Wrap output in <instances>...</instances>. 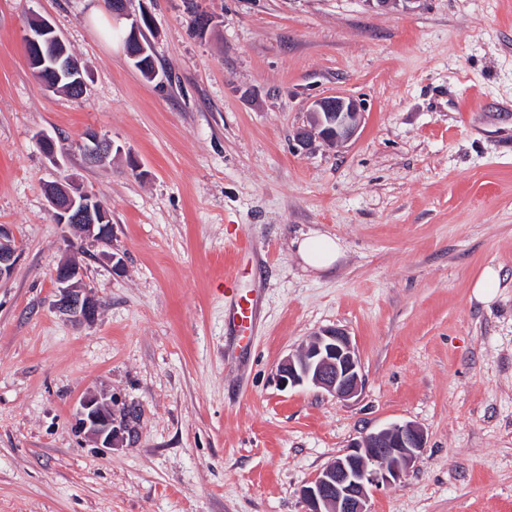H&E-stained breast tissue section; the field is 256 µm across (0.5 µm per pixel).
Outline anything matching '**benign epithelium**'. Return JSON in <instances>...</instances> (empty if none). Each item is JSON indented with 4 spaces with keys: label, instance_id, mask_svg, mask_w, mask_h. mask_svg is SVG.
I'll list each match as a JSON object with an SVG mask.
<instances>
[{
    "label": "benign epithelium",
    "instance_id": "1",
    "mask_svg": "<svg viewBox=\"0 0 512 512\" xmlns=\"http://www.w3.org/2000/svg\"><path fill=\"white\" fill-rule=\"evenodd\" d=\"M127 0L112 3V20L130 21L132 43L140 51L136 58L147 53L140 38L142 21L148 17L131 18ZM64 43L52 24L44 18L24 36L26 58L35 67L45 65L43 48ZM56 74L72 73L85 87L83 71L73 57L57 54L51 59ZM362 112L350 97L326 96L313 102L310 127L296 134L298 144L306 148L315 140L327 145L350 140L360 126ZM85 160L103 165L112 155V141L89 137L84 145ZM54 219L66 224L80 237L93 242L110 239L112 215L93 206L94 197L88 194L73 176H66L46 188ZM18 261L12 235L5 224L0 225V281L9 278ZM82 271L76 263L64 260L54 271V308L74 322L92 323L98 316L97 299L81 286ZM279 381L284 387L310 384L341 399H351L362 390L361 361L349 334L341 328H324L280 364ZM75 427L92 438L103 452L123 443L122 428L112 417V402L95 393L86 394L80 401ZM425 432L412 422L393 423L373 431L351 444L337 458L324 466L300 490L305 512H369L370 495L385 484L400 479L421 458L426 448Z\"/></svg>",
    "mask_w": 512,
    "mask_h": 512
}]
</instances>
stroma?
Masks as SVG:
<instances>
[{"label":"stroma","mask_w":512,"mask_h":512,"mask_svg":"<svg viewBox=\"0 0 512 512\" xmlns=\"http://www.w3.org/2000/svg\"><path fill=\"white\" fill-rule=\"evenodd\" d=\"M128 0L159 76L93 16L103 0H0V512H305L301 488L368 432L412 422L419 462L371 512H512V0ZM47 18L87 74L83 103L47 91L23 36ZM357 99L347 144L301 148L321 97ZM112 159L86 164V132ZM55 139L58 160L39 147ZM68 173L112 211V238L55 223ZM338 239L327 271L296 240ZM69 257L100 303L52 307ZM495 298L475 299L486 266ZM236 270L259 318L226 323ZM347 331L363 388H281L282 360ZM134 412L103 452L73 417L86 392ZM18 261V251L13 246L12 235L6 224L0 225V281L9 278Z\"/></svg>","instance_id":"35a3bbf8"}]
</instances>
